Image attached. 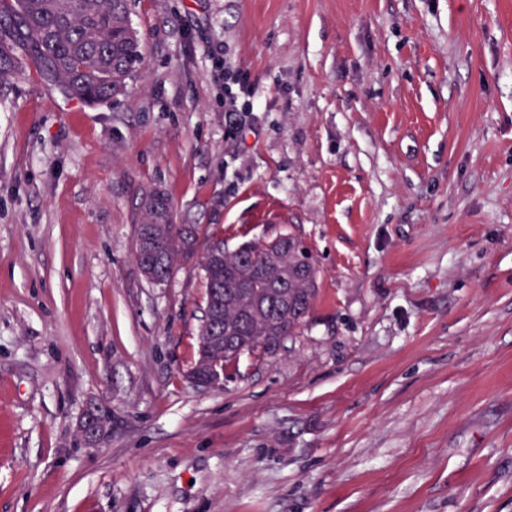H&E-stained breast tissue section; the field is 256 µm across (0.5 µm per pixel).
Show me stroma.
<instances>
[{
	"mask_svg": "<svg viewBox=\"0 0 512 512\" xmlns=\"http://www.w3.org/2000/svg\"><path fill=\"white\" fill-rule=\"evenodd\" d=\"M127 3L111 100L0 78V512H512V0ZM149 187L320 269L222 389L198 268L134 259Z\"/></svg>",
	"mask_w": 512,
	"mask_h": 512,
	"instance_id": "stroma-1",
	"label": "stroma"
}]
</instances>
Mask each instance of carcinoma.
I'll list each match as a JSON object with an SVG mask.
<instances>
[{"mask_svg": "<svg viewBox=\"0 0 512 512\" xmlns=\"http://www.w3.org/2000/svg\"><path fill=\"white\" fill-rule=\"evenodd\" d=\"M127 0H0V75L24 58L42 82L87 104L119 93L142 60L141 42L128 19ZM291 233L268 241L224 244L222 224H177L168 195L143 190L134 258L153 269L160 284L198 259L205 311L199 356L188 371L202 382L230 368L245 352L273 356L309 316L318 292L316 267L306 246H288Z\"/></svg>", "mask_w": 512, "mask_h": 512, "instance_id": "carcinoma-1", "label": "carcinoma"}]
</instances>
